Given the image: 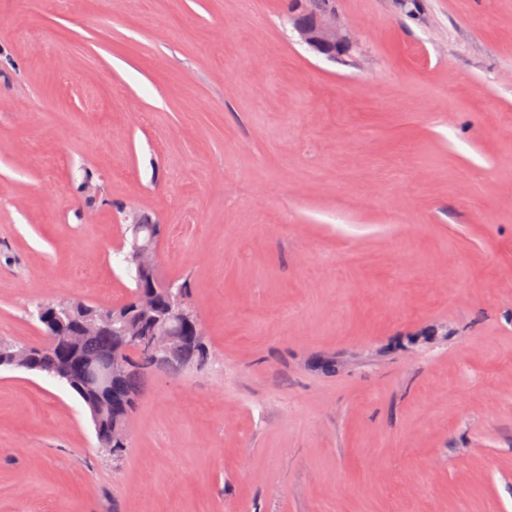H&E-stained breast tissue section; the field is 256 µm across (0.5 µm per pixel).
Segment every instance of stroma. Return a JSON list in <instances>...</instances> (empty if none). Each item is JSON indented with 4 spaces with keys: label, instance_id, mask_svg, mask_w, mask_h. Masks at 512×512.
Here are the masks:
<instances>
[{
    "label": "stroma",
    "instance_id": "obj_1",
    "mask_svg": "<svg viewBox=\"0 0 512 512\" xmlns=\"http://www.w3.org/2000/svg\"><path fill=\"white\" fill-rule=\"evenodd\" d=\"M417 5L338 63L289 0H0V338L126 299V206L212 351L117 460L0 367V512H512V0Z\"/></svg>",
    "mask_w": 512,
    "mask_h": 512
}]
</instances>
